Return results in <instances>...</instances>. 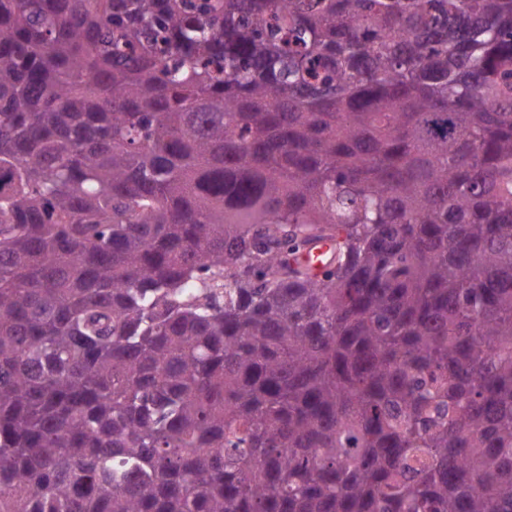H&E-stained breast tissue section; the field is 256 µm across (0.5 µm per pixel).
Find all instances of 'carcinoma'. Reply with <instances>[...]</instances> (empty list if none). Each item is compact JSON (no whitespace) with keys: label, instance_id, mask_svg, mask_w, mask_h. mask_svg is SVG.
<instances>
[{"label":"carcinoma","instance_id":"cac0c4a2","mask_svg":"<svg viewBox=\"0 0 512 512\" xmlns=\"http://www.w3.org/2000/svg\"><path fill=\"white\" fill-rule=\"evenodd\" d=\"M510 78L512 0H0V512H512Z\"/></svg>","mask_w":512,"mask_h":512}]
</instances>
